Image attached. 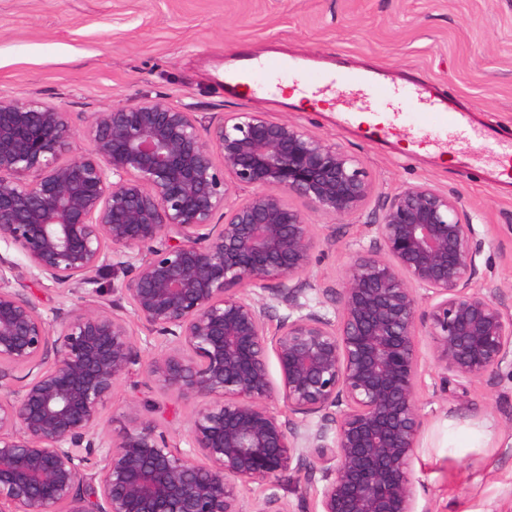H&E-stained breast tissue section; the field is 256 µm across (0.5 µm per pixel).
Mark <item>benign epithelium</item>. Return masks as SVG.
Returning <instances> with one entry per match:
<instances>
[{"instance_id":"obj_1","label":"benign epithelium","mask_w":512,"mask_h":512,"mask_svg":"<svg viewBox=\"0 0 512 512\" xmlns=\"http://www.w3.org/2000/svg\"><path fill=\"white\" fill-rule=\"evenodd\" d=\"M371 191L339 145L263 112L203 126L143 98L79 129L42 101L0 97V244L33 280L86 295L101 273L122 276L112 308L49 317L0 256V383L16 382L0 395V512H244L250 484L268 490L257 512H288L276 488L292 469L320 473L314 512H418L416 329L446 392L512 367V316L473 287L470 225L429 185L391 196L373 244L322 291L334 317L315 311L302 282L313 225L288 198L342 219ZM271 280L268 301L240 290ZM274 301L288 314L273 319ZM133 322L174 347L142 354ZM137 364L198 404L186 446L135 404L102 425ZM280 404L320 422L287 423Z\"/></svg>"}]
</instances>
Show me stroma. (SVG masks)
<instances>
[{
	"mask_svg": "<svg viewBox=\"0 0 512 512\" xmlns=\"http://www.w3.org/2000/svg\"><path fill=\"white\" fill-rule=\"evenodd\" d=\"M274 50L292 71L258 92L226 93L238 58L262 61ZM333 60L369 68L406 93L403 125L388 141L282 95L304 65ZM433 83L512 138V0H0V97L34 98L84 126L92 113L141 97L160 98L201 121L231 112H263L337 143L374 184L356 214L335 220L305 207L317 235L309 281L314 310L333 315L322 289L338 287L350 252L368 247L372 226L398 189L429 184L457 197L476 250V288L494 290L512 314V182L486 179L487 152L413 153L424 125L411 97ZM0 256L24 276L21 286L42 312L77 305L111 307L112 280L86 296L36 283L15 249ZM424 370L423 428L414 459L421 512H512V371L439 389L430 338L417 332ZM176 437L187 432L193 403L161 390L141 372L114 389L101 420L111 424L130 403Z\"/></svg>",
	"mask_w": 512,
	"mask_h": 512,
	"instance_id": "obj_1",
	"label": "stroma"
}]
</instances>
